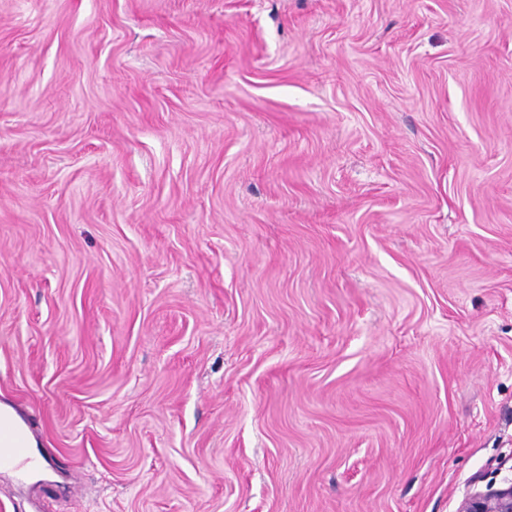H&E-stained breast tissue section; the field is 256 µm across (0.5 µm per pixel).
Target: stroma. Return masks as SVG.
<instances>
[{
    "label": "stroma",
    "instance_id": "stroma-1",
    "mask_svg": "<svg viewBox=\"0 0 512 512\" xmlns=\"http://www.w3.org/2000/svg\"><path fill=\"white\" fill-rule=\"evenodd\" d=\"M0 512H456L512 466V0H0ZM0 412H7L14 420L22 424L8 417L0 418V470L13 471L17 481L24 483L37 468L33 452V448H36L35 438L31 435L29 443L27 429L13 408L0 404Z\"/></svg>",
    "mask_w": 512,
    "mask_h": 512
}]
</instances>
